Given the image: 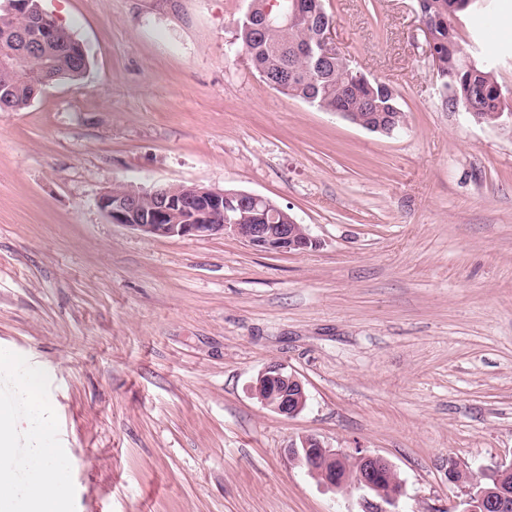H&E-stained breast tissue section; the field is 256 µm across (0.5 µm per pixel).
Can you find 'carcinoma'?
Here are the masks:
<instances>
[{"mask_svg":"<svg viewBox=\"0 0 512 512\" xmlns=\"http://www.w3.org/2000/svg\"><path fill=\"white\" fill-rule=\"evenodd\" d=\"M10 0H0V55L16 50L5 35L26 26L25 13L38 15V0H31L29 8H11ZM308 7L298 21L283 28L274 23L258 30L259 17L265 0H251L247 13L238 21L235 40L245 51L251 68L265 80L279 84L282 94L307 102L323 112H356L366 124L385 125L396 119L397 129L405 125V112L399 96L382 81L356 78L349 61L335 57L319 62L317 55H306L303 47H317L323 26L333 22L324 6V0H306ZM429 15L455 13L463 16L474 8L456 9L457 0H423ZM432 40V66L436 68L442 102L454 105L465 101L481 104L485 111L494 112L499 106L500 85L492 72L481 64L470 68L469 54L456 36H448V26L439 21L430 29ZM52 49L59 55L60 65L54 80H77L87 69V57L80 43L66 34L63 44ZM31 103L30 83L27 79L13 82L0 91V111H16Z\"/></svg>","mask_w":512,"mask_h":512,"instance_id":"1","label":"carcinoma"}]
</instances>
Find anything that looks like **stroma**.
I'll list each match as a JSON object with an SVG mask.
<instances>
[{
	"instance_id": "stroma-1",
	"label": "stroma",
	"mask_w": 512,
	"mask_h": 512,
	"mask_svg": "<svg viewBox=\"0 0 512 512\" xmlns=\"http://www.w3.org/2000/svg\"><path fill=\"white\" fill-rule=\"evenodd\" d=\"M89 68L0 112V353L37 365L66 512H364L287 453L387 459L391 512H459L448 463L512 465V125L441 103L417 0H325L339 53L388 83L372 133L269 87L235 41L250 0H39ZM512 0L457 24L512 95ZM196 184L269 198L318 241L261 252L147 237L97 204ZM295 373L287 418L250 386ZM251 391L260 402L287 418L298 415L308 396L302 381L282 364H270L258 375Z\"/></svg>"
}]
</instances>
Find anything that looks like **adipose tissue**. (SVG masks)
<instances>
[{
  "instance_id": "ef3b65f1",
  "label": "adipose tissue",
  "mask_w": 512,
  "mask_h": 512,
  "mask_svg": "<svg viewBox=\"0 0 512 512\" xmlns=\"http://www.w3.org/2000/svg\"><path fill=\"white\" fill-rule=\"evenodd\" d=\"M0 378L11 381L26 409L21 415L0 406V512H64L68 490L49 437L43 375L18 357L1 355Z\"/></svg>"
}]
</instances>
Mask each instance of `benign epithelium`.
I'll return each instance as SVG.
<instances>
[{
	"label": "benign epithelium",
	"mask_w": 512,
	"mask_h": 512,
	"mask_svg": "<svg viewBox=\"0 0 512 512\" xmlns=\"http://www.w3.org/2000/svg\"><path fill=\"white\" fill-rule=\"evenodd\" d=\"M333 30L332 24L324 27L318 41L321 49L319 58L323 61L338 56L332 38ZM59 36L60 32L46 23L39 35L33 37L28 31L22 30L16 39L21 43L24 55L40 57L43 67L49 70L53 67L54 60L45 52V48L59 41ZM22 75L24 71L21 68V57L0 56V79L4 83L8 84ZM148 194L153 198L149 224L136 221L139 204L144 197L142 193L112 187L100 194L97 204L112 223L148 236L192 239L224 235L239 239L258 250L278 253L301 252L318 245L305 225L298 223L293 217L285 218L282 208L257 194L201 188L197 195L207 201L206 224L190 222L186 212L191 200L172 196L168 188L157 187L148 191ZM234 200L244 207H263L264 223L242 224L240 220L232 217ZM251 391L264 406L287 418L298 415L305 408L308 399L302 381L285 366L276 363L266 366L259 373ZM287 451L311 475L332 486L338 483L336 462L342 458L338 451L324 447L315 437H306L301 441V446L292 444ZM358 460L360 469L351 485L374 496L372 500L365 499V512H384L382 504L392 505L400 496L398 492L386 496L376 487L382 475L393 472L392 465L380 456L367 454L359 455ZM461 472L462 469L455 464L448 468V481L456 484L464 496L463 512H512L511 489L506 486L484 489L480 487V480L470 475L466 476V480H460L458 474Z\"/></svg>",
	"instance_id": "1"
}]
</instances>
